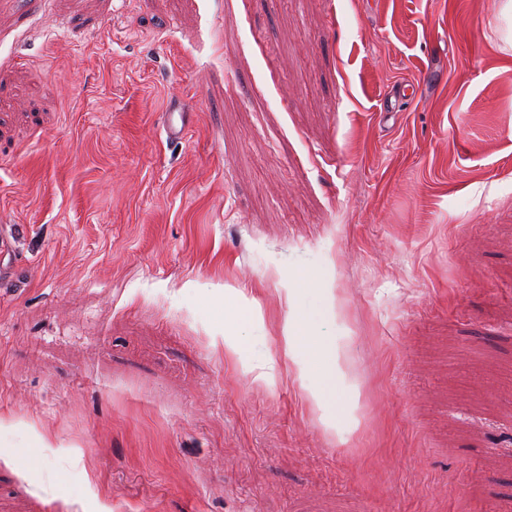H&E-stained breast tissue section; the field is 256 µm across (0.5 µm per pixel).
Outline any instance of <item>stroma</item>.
I'll return each instance as SVG.
<instances>
[{
	"label": "stroma",
	"mask_w": 512,
	"mask_h": 512,
	"mask_svg": "<svg viewBox=\"0 0 512 512\" xmlns=\"http://www.w3.org/2000/svg\"><path fill=\"white\" fill-rule=\"evenodd\" d=\"M506 2L0 0V512H512ZM192 117L193 112H190L183 103L180 101L171 103L162 117V127L167 140L180 141L189 127ZM284 336L288 358L297 366L300 375H306L310 366L319 363L321 359L319 351L304 335L303 322L300 319L289 322Z\"/></svg>",
	"instance_id": "35a3bbf8"
}]
</instances>
